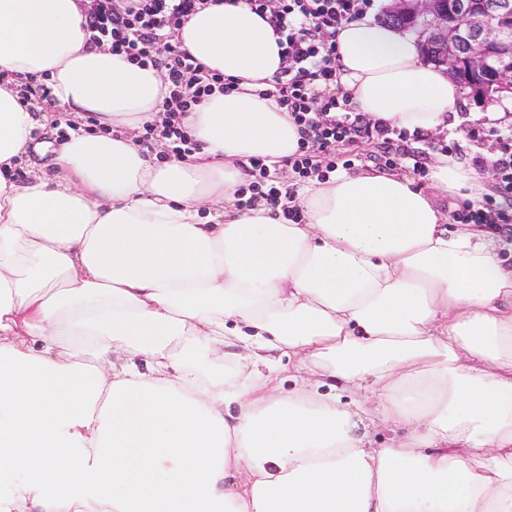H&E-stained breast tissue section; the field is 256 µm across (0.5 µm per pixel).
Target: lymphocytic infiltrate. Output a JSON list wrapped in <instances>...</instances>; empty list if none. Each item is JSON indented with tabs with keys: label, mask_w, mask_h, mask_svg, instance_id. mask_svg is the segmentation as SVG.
<instances>
[{
	"label": "lymphocytic infiltrate",
	"mask_w": 512,
	"mask_h": 512,
	"mask_svg": "<svg viewBox=\"0 0 512 512\" xmlns=\"http://www.w3.org/2000/svg\"><path fill=\"white\" fill-rule=\"evenodd\" d=\"M213 0H89L85 13L92 45L108 47L142 67L160 70L169 95L162 104L166 117L161 127H147L150 136L166 140L172 159L195 149L185 134L180 117L214 91L230 92L236 83L211 73L173 37L182 22ZM252 10L267 19L281 48L284 65L268 91L293 119L299 146L285 165L297 177L326 176L343 157L344 146L363 139L382 145L379 162L387 168L405 163L421 167L422 154L410 151L406 142L432 144L430 134L413 133L352 111L342 90L336 32L344 23L366 15L374 0H246ZM471 141L488 144L484 154L472 157L479 170L492 169L494 181L479 203L462 202L450 216L457 224H481L494 231L512 227V132L503 134L481 126L467 129ZM246 187L249 203L281 207L285 190L260 160H252Z\"/></svg>",
	"instance_id": "lymphocytic-infiltrate-1"
}]
</instances>
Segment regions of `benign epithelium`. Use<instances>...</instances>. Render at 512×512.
Wrapping results in <instances>:
<instances>
[{
	"instance_id": "benign-epithelium-1",
	"label": "benign epithelium",
	"mask_w": 512,
	"mask_h": 512,
	"mask_svg": "<svg viewBox=\"0 0 512 512\" xmlns=\"http://www.w3.org/2000/svg\"><path fill=\"white\" fill-rule=\"evenodd\" d=\"M387 11L408 21H421L425 47L438 50L448 76L467 80L473 95L486 100L512 93V0H392Z\"/></svg>"
}]
</instances>
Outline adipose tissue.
<instances>
[{
	"mask_svg": "<svg viewBox=\"0 0 512 512\" xmlns=\"http://www.w3.org/2000/svg\"><path fill=\"white\" fill-rule=\"evenodd\" d=\"M176 35L238 88L160 164L134 137L160 73L91 45L82 0H0V512H512V267L439 205L485 177L439 154L429 193L340 169L297 188L304 223L238 206L243 165L298 149L258 96L277 37L246 0ZM336 49L373 120L434 132L462 98L392 24L346 23ZM35 81L103 133L35 143ZM33 151L48 169L15 181Z\"/></svg>",
	"mask_w": 512,
	"mask_h": 512,
	"instance_id": "obj_1",
	"label": "adipose tissue"
}]
</instances>
